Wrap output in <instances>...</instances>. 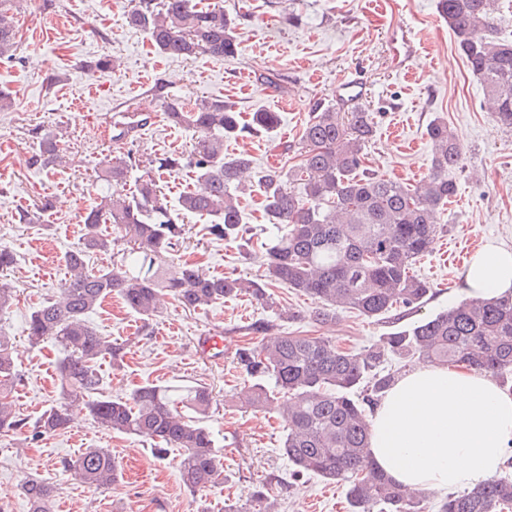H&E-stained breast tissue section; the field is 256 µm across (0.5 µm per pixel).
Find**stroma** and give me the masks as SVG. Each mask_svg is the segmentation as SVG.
Masks as SVG:
<instances>
[{
    "mask_svg": "<svg viewBox=\"0 0 512 512\" xmlns=\"http://www.w3.org/2000/svg\"><path fill=\"white\" fill-rule=\"evenodd\" d=\"M222 7L236 20L235 57L184 58L162 54L142 31L128 27L129 0H7L18 29L12 59L0 60V89L15 98L0 112V244L16 263L0 272L14 301L0 312V333L14 346L19 382L14 408L34 424L62 400L56 364L60 347L31 346L25 325L30 312L56 294L67 276L64 255L80 245L81 217L110 187L98 177L104 156H132L140 169L166 152H188L193 133L170 125L161 97L186 107L210 98L231 104L243 116L269 109L281 124L272 131L224 142L225 157L248 151L256 171L288 169L315 104L340 106L336 85L356 77L366 86L360 104L372 113L375 132L366 163L376 174L418 182L430 164L426 127L447 121L465 159L454 173L458 193L441 216L432 250L412 267L431 295L417 314L394 311L374 320L341 311L319 323L316 302L279 284L268 287L267 303L242 294L188 311L168 302L150 321L128 311L119 298L106 299L89 316L91 327L120 344L124 357L98 365L103 394L125 396L138 385L178 381L209 387L215 404L207 421L221 446L224 477L204 492L183 487L177 452L158 458L150 443L94 425L89 413L69 429L30 441L17 433L0 438V512H28L25 480L37 477L53 491L54 512H224L247 507L256 487L267 485L275 512H348L343 483L316 476L293 479L282 455V430L275 413L241 406L242 378L233 362L247 341L245 326L272 321L279 330L325 336L361 352L380 338L462 300L461 274L469 253L485 240L512 246V130L499 126L479 79L457 51L456 37L436 10V0H201ZM411 47L398 65L394 53ZM109 55L112 71L87 70ZM149 112L134 141L116 147L112 125L121 113ZM62 132L66 165L43 167L36 160L35 129ZM49 210H42L43 201ZM257 182L240 196L251 245L211 240L205 219L186 215L185 234L174 261H188L210 276L260 278V244L271 235ZM28 211L30 223L19 220ZM224 339V356L199 351L201 337ZM86 448L109 450L121 465L119 482L95 488L65 464Z\"/></svg>",
    "mask_w": 512,
    "mask_h": 512,
    "instance_id": "1",
    "label": "stroma"
}]
</instances>
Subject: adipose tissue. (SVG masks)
<instances>
[{
	"label": "adipose tissue",
	"instance_id": "obj_1",
	"mask_svg": "<svg viewBox=\"0 0 512 512\" xmlns=\"http://www.w3.org/2000/svg\"><path fill=\"white\" fill-rule=\"evenodd\" d=\"M462 290L512 296V247L486 240L467 263ZM370 449L377 467L407 492L475 487L512 458V394L480 371L418 366L376 408Z\"/></svg>",
	"mask_w": 512,
	"mask_h": 512
}]
</instances>
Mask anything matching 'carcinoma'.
I'll return each instance as SVG.
<instances>
[{
  "label": "carcinoma",
  "instance_id": "obj_1",
  "mask_svg": "<svg viewBox=\"0 0 512 512\" xmlns=\"http://www.w3.org/2000/svg\"><path fill=\"white\" fill-rule=\"evenodd\" d=\"M497 2L437 0L436 7L455 33L469 70L494 99L496 122L509 130L512 39L494 32ZM125 21L165 54L224 59L238 53L235 19L222 8L199 6L198 0H130ZM15 45L13 18L0 8V59L12 58ZM163 105L166 121L192 130L195 138L188 154L163 153L149 165L158 172L188 167L202 188L183 192L173 209L147 171L135 178L129 194L104 195L82 215L81 245L64 256L69 277L28 319L31 343L53 339L65 351L57 363L63 402L40 416L29 440L67 428V402L83 401L97 425L150 442L160 457L178 451L181 482L195 493L222 475L214 434L203 424L213 404L211 390L199 384L145 383L125 397L101 395L97 364L120 357L121 346L97 334L88 314L114 294L145 321L159 313L166 297L187 310L242 293L266 302L273 282L320 303L321 323L335 320L339 308L373 319L398 309L411 313L421 308L431 288L410 269L435 243L443 208L457 192L453 173L463 154L448 122L437 117L426 128L432 154L423 184L386 179L365 162L374 132L371 113L359 106L345 112L316 105L302 130L298 162L258 177L263 212L275 230L266 248L265 279L207 277L189 262L167 263L184 232L180 215L208 216L210 235L226 244L241 243L246 225L237 192L253 160L246 152L224 158V138L272 130L280 116L260 110L245 122L219 99L189 110L175 101ZM146 124L147 119L132 115L114 139ZM38 146L44 164L62 162L57 134H42ZM132 169V160L107 155L99 178L108 184L124 181ZM105 224L128 246V263L93 272L86 267L88 254L112 246L102 234ZM274 329L270 321L253 323L249 331L260 341L234 354L243 377L242 399L250 408L277 406L281 451L294 472L346 484L349 512H423L420 501L377 469L369 449V415L400 370L413 362L464 366L501 379L503 386L504 375L512 372V298H466L362 353L341 350L323 336L276 335ZM392 360L400 368H388ZM16 385L10 339L0 334V436L26 427L13 409ZM66 467L96 488L116 483L120 475L112 454L102 448L85 449ZM23 490L29 512H53L51 489L42 481L28 479ZM435 512H512V476L450 493L435 504Z\"/></svg>",
  "mask_w": 512,
  "mask_h": 512
}]
</instances>
